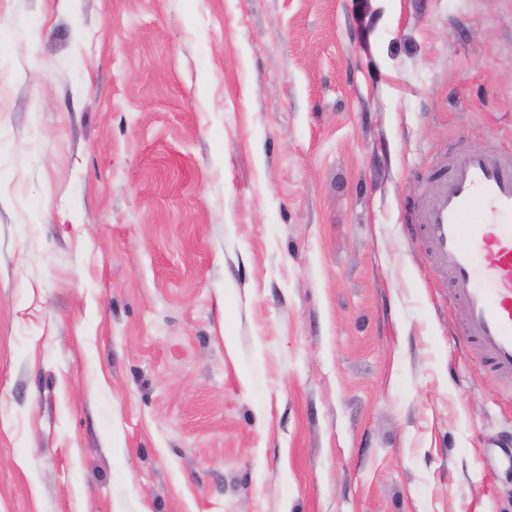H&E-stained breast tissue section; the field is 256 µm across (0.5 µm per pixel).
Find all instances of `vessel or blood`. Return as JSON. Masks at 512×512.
<instances>
[{
	"instance_id": "b4317fda",
	"label": "vessel or blood",
	"mask_w": 512,
	"mask_h": 512,
	"mask_svg": "<svg viewBox=\"0 0 512 512\" xmlns=\"http://www.w3.org/2000/svg\"><path fill=\"white\" fill-rule=\"evenodd\" d=\"M428 176L436 188L411 221L467 312L462 335L492 377L512 379V150L473 145Z\"/></svg>"
}]
</instances>
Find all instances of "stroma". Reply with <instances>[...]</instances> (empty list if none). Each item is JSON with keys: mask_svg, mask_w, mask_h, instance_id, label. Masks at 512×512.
<instances>
[{"mask_svg": "<svg viewBox=\"0 0 512 512\" xmlns=\"http://www.w3.org/2000/svg\"><path fill=\"white\" fill-rule=\"evenodd\" d=\"M471 143L512 0H0V512H512L407 220Z\"/></svg>", "mask_w": 512, "mask_h": 512, "instance_id": "stroma-1", "label": "stroma"}]
</instances>
